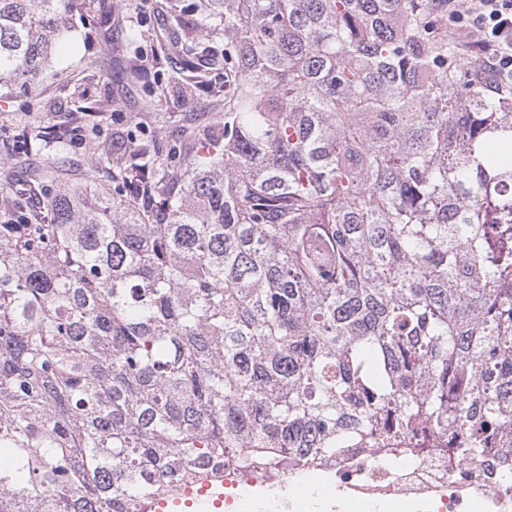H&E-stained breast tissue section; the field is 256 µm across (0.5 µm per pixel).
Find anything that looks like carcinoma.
<instances>
[{
    "label": "carcinoma",
    "mask_w": 512,
    "mask_h": 512,
    "mask_svg": "<svg viewBox=\"0 0 512 512\" xmlns=\"http://www.w3.org/2000/svg\"><path fill=\"white\" fill-rule=\"evenodd\" d=\"M93 0H0V95ZM221 135L0 224V512H134L232 457L512 432V85L434 0H164ZM135 172L143 198L126 195Z\"/></svg>",
    "instance_id": "cac0c4a2"
}]
</instances>
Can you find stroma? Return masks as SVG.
I'll use <instances>...</instances> for the list:
<instances>
[{
  "instance_id": "35a3bbf8",
  "label": "stroma",
  "mask_w": 512,
  "mask_h": 512,
  "mask_svg": "<svg viewBox=\"0 0 512 512\" xmlns=\"http://www.w3.org/2000/svg\"><path fill=\"white\" fill-rule=\"evenodd\" d=\"M157 2L95 0L68 33L40 90L0 98V184H13L31 158L58 167L61 179L79 189H108L116 134L132 137L141 151L150 153L175 144L189 114L205 131H220L223 114L206 108V95H199L196 108L186 107L180 89L169 80L177 71L191 85L207 69L201 59L185 68L179 57L165 51L169 18L158 11ZM131 23L151 34L135 59L147 73L138 83L120 81L115 68L126 56L124 28ZM34 125L49 138L68 130L63 155L31 150L26 134Z\"/></svg>"
}]
</instances>
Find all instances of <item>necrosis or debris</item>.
Masks as SVG:
<instances>
[{
	"mask_svg": "<svg viewBox=\"0 0 512 512\" xmlns=\"http://www.w3.org/2000/svg\"><path fill=\"white\" fill-rule=\"evenodd\" d=\"M291 485L302 498L275 495ZM247 486L268 494L243 498ZM396 503L408 512H512V452L468 460L443 446L398 452L387 443L319 456L307 471L224 463V512H388Z\"/></svg>",
	"mask_w": 512,
	"mask_h": 512,
	"instance_id": "1",
	"label": "necrosis or debris"
}]
</instances>
